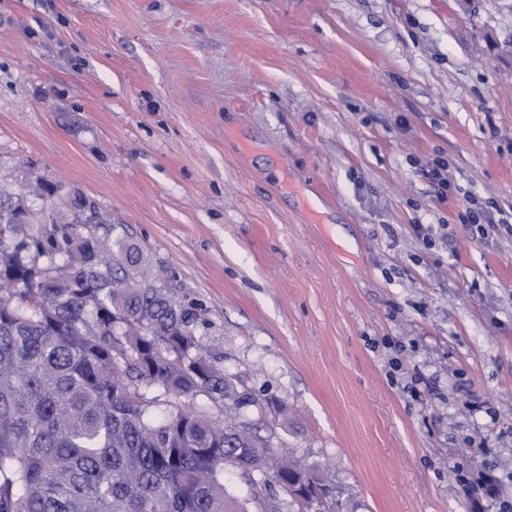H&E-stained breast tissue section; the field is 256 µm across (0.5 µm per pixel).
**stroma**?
Masks as SVG:
<instances>
[{
	"label": "stroma",
	"instance_id": "stroma-1",
	"mask_svg": "<svg viewBox=\"0 0 512 512\" xmlns=\"http://www.w3.org/2000/svg\"><path fill=\"white\" fill-rule=\"evenodd\" d=\"M509 3L0 0V176L110 217L349 512H502Z\"/></svg>",
	"mask_w": 512,
	"mask_h": 512
}]
</instances>
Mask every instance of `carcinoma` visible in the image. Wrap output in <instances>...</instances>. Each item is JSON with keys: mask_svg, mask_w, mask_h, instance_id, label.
<instances>
[{"mask_svg": "<svg viewBox=\"0 0 512 512\" xmlns=\"http://www.w3.org/2000/svg\"><path fill=\"white\" fill-rule=\"evenodd\" d=\"M62 189L0 180V512H296L263 493L276 476L307 481L316 512H343L326 469L259 434L248 411L260 404L197 336L200 315L112 237L111 218ZM86 207L95 234L76 224ZM200 396L217 416L170 404ZM235 470L246 497L226 487Z\"/></svg>", "mask_w": 512, "mask_h": 512, "instance_id": "obj_1", "label": "carcinoma"}]
</instances>
